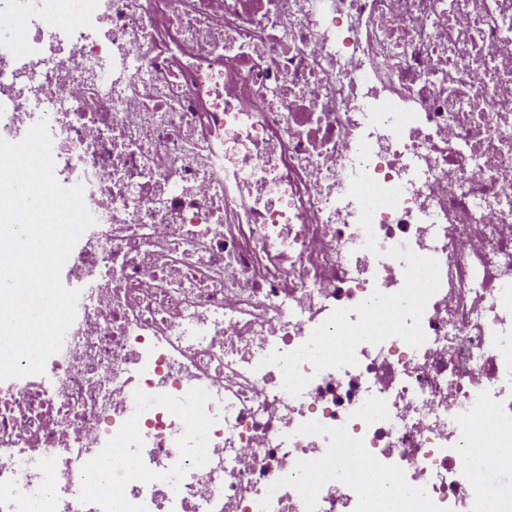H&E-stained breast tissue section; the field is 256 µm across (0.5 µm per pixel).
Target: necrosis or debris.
I'll return each mask as SVG.
<instances>
[{"label": "necrosis or debris", "mask_w": 512, "mask_h": 512, "mask_svg": "<svg viewBox=\"0 0 512 512\" xmlns=\"http://www.w3.org/2000/svg\"><path fill=\"white\" fill-rule=\"evenodd\" d=\"M0 0V139L47 120L96 223L45 370L0 381V512H490L512 469V0ZM400 189L364 247L354 176ZM440 288L414 348L282 388L339 308ZM488 495L503 505L512 504V472L509 470H494L484 480ZM494 490V491H491Z\"/></svg>", "instance_id": "1"}]
</instances>
